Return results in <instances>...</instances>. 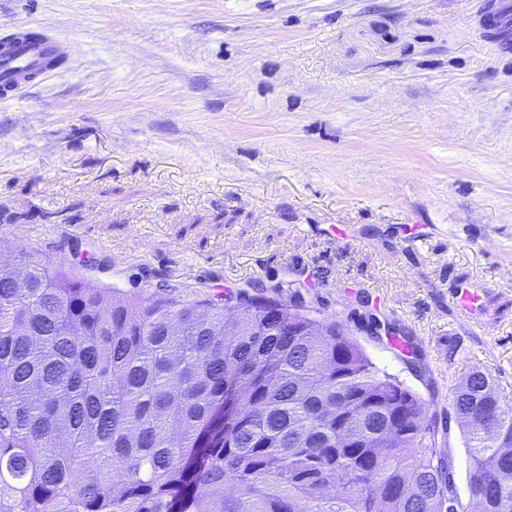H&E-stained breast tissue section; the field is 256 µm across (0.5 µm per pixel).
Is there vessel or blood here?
<instances>
[{"mask_svg":"<svg viewBox=\"0 0 512 512\" xmlns=\"http://www.w3.org/2000/svg\"><path fill=\"white\" fill-rule=\"evenodd\" d=\"M474 15L482 38L501 51L512 50V0H476ZM63 51L62 41L53 37L1 33L0 98L14 96L23 83L47 72Z\"/></svg>","mask_w":512,"mask_h":512,"instance_id":"b4317fda","label":"vessel or blood"}]
</instances>
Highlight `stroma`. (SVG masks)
<instances>
[{
	"label": "stroma",
	"instance_id": "35a3bbf8",
	"mask_svg": "<svg viewBox=\"0 0 512 512\" xmlns=\"http://www.w3.org/2000/svg\"><path fill=\"white\" fill-rule=\"evenodd\" d=\"M471 0H0L66 60L0 99V262L85 287L341 323L447 423L478 367L512 400V56ZM481 291L474 317L454 303ZM373 312L413 336L410 365Z\"/></svg>",
	"mask_w": 512,
	"mask_h": 512
}]
</instances>
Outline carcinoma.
I'll return each mask as SVG.
<instances>
[{"mask_svg": "<svg viewBox=\"0 0 512 512\" xmlns=\"http://www.w3.org/2000/svg\"><path fill=\"white\" fill-rule=\"evenodd\" d=\"M452 408L466 498L423 400L341 324L0 265V512H512V404L476 369Z\"/></svg>", "mask_w": 512, "mask_h": 512, "instance_id": "carcinoma-1", "label": "carcinoma"}]
</instances>
